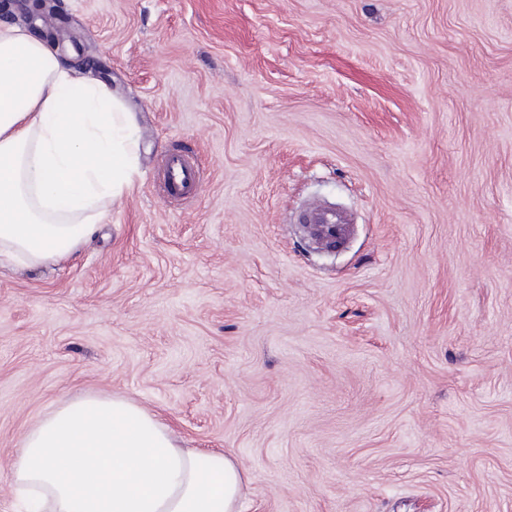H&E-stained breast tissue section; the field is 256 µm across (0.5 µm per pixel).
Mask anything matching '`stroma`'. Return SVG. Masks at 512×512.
<instances>
[{
	"mask_svg": "<svg viewBox=\"0 0 512 512\" xmlns=\"http://www.w3.org/2000/svg\"><path fill=\"white\" fill-rule=\"evenodd\" d=\"M55 4L149 151L67 262L0 268V512L86 395L237 459L241 512H512V0ZM202 188L196 161L185 154L168 155L164 165L163 192L172 201L196 198ZM338 220L335 212L319 205L307 209L301 217L303 224H315L320 237L325 239L339 235Z\"/></svg>",
	"mask_w": 512,
	"mask_h": 512,
	"instance_id": "35a3bbf8",
	"label": "stroma"
}]
</instances>
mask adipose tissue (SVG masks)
<instances>
[{"instance_id": "obj_1", "label": "adipose tissue", "mask_w": 512, "mask_h": 512, "mask_svg": "<svg viewBox=\"0 0 512 512\" xmlns=\"http://www.w3.org/2000/svg\"><path fill=\"white\" fill-rule=\"evenodd\" d=\"M138 127L50 43L0 23V258L37 268L92 240L138 174ZM243 476L116 396L58 401L10 463L27 512H239Z\"/></svg>"}]
</instances>
